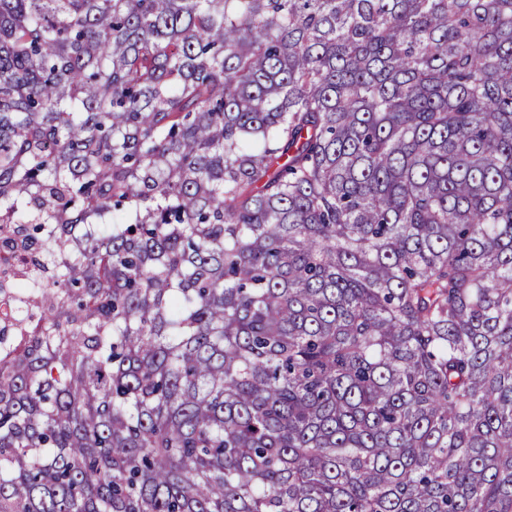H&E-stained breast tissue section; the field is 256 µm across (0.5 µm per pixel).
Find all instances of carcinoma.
Returning <instances> with one entry per match:
<instances>
[{
	"instance_id": "cac0c4a2",
	"label": "carcinoma",
	"mask_w": 512,
	"mask_h": 512,
	"mask_svg": "<svg viewBox=\"0 0 512 512\" xmlns=\"http://www.w3.org/2000/svg\"><path fill=\"white\" fill-rule=\"evenodd\" d=\"M0 512H512V0H0Z\"/></svg>"
}]
</instances>
